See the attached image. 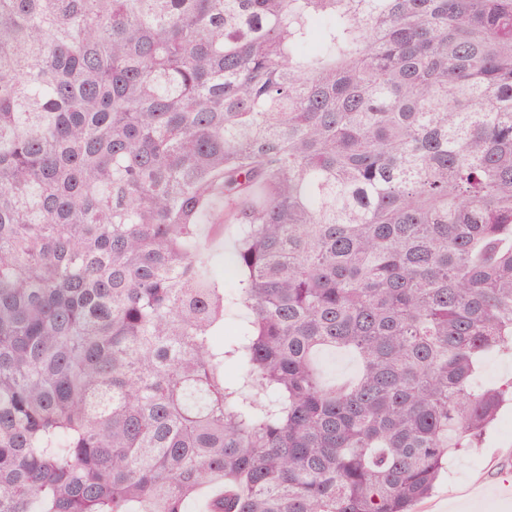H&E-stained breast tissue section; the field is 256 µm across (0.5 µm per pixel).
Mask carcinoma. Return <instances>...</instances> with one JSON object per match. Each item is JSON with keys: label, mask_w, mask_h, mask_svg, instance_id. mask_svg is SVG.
I'll return each instance as SVG.
<instances>
[{"label": "carcinoma", "mask_w": 512, "mask_h": 512, "mask_svg": "<svg viewBox=\"0 0 512 512\" xmlns=\"http://www.w3.org/2000/svg\"><path fill=\"white\" fill-rule=\"evenodd\" d=\"M507 347L512 0H0V512H413ZM236 232L234 224L224 225V236L217 237L212 240V247L221 252V258H226L227 267L230 270V282L233 283L238 278V273L233 269L231 264V253L236 241ZM327 378L336 384L353 379L358 372V363L349 353H336L321 357ZM512 380V353L492 352L485 355L480 364L479 383L500 384Z\"/></svg>", "instance_id": "cac0c4a2"}]
</instances>
